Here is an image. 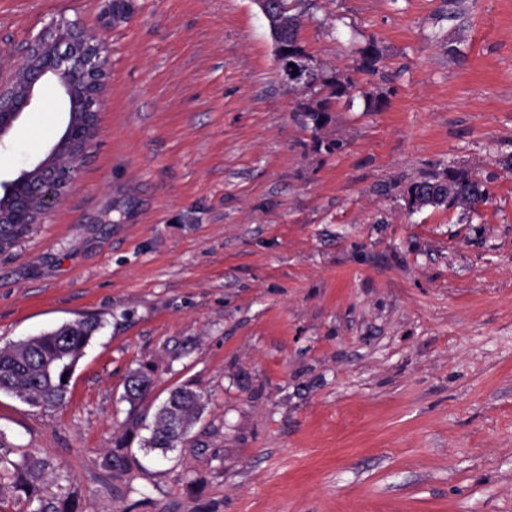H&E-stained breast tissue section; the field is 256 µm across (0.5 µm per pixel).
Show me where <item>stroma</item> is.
Here are the masks:
<instances>
[{
	"instance_id": "1",
	"label": "stroma",
	"mask_w": 512,
	"mask_h": 512,
	"mask_svg": "<svg viewBox=\"0 0 512 512\" xmlns=\"http://www.w3.org/2000/svg\"><path fill=\"white\" fill-rule=\"evenodd\" d=\"M128 3L0 0V67L59 15L111 59L76 185L0 255V347L99 322L66 405L0 394L8 456L82 512H512V0H306L302 45L359 88L318 135L254 0ZM66 122L41 86L0 181ZM451 165L486 181L475 212L384 191ZM146 360L142 413L205 394L165 454L123 426ZM124 437L136 466L105 469ZM154 369L150 362L140 363L137 368L128 371L124 380V392L121 399L128 403L130 426L135 427L142 420L137 408L151 395L155 386Z\"/></svg>"
}]
</instances>
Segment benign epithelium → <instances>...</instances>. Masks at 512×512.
<instances>
[{"label":"benign epithelium","mask_w":512,"mask_h":512,"mask_svg":"<svg viewBox=\"0 0 512 512\" xmlns=\"http://www.w3.org/2000/svg\"><path fill=\"white\" fill-rule=\"evenodd\" d=\"M109 69L105 42L62 16L52 18L33 37L22 62L0 68V141L33 105L42 83L55 84L79 113L45 159L15 179L0 182V224L45 223L53 206L75 186L80 164L98 136Z\"/></svg>","instance_id":"benign-epithelium-1"}]
</instances>
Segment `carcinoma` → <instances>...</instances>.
I'll return each instance as SVG.
<instances>
[{"label":"carcinoma","instance_id":"cac0c4a2","mask_svg":"<svg viewBox=\"0 0 512 512\" xmlns=\"http://www.w3.org/2000/svg\"><path fill=\"white\" fill-rule=\"evenodd\" d=\"M267 11L272 18L270 33L275 44V60L281 75H286L287 63L299 59H313L299 40L302 14L293 12L289 0H267ZM288 48V57L280 56ZM288 85L303 94L315 89H329L326 97L299 105L305 125L313 133L321 131L329 121L332 99L352 97L358 90L350 77L327 71L316 64L312 81L302 83L288 79ZM490 198L485 182L471 170L450 166L443 172L415 179L399 190V199L405 208L417 212L426 207L474 210ZM34 231L32 224H0V252L20 243ZM99 324L90 319H77L61 326L28 336L0 347V393L14 395L32 407L52 408L66 404L69 383L62 382L64 375H72L84 349L90 343ZM155 386L154 369L149 362L128 371L124 380L121 399L128 403L130 426L142 420L137 408L151 395ZM205 404L201 391L190 386L170 390L166 400L157 407L151 421L145 425L149 437L144 447L167 453L185 441L200 420ZM135 460L124 453V444L103 460L107 468L129 469ZM52 463L35 455L24 453L20 460L0 456V490L10 493L23 502L29 512H79L80 503L76 491L61 488L51 498L42 495V484Z\"/></svg>","mask_w":512,"mask_h":512}]
</instances>
